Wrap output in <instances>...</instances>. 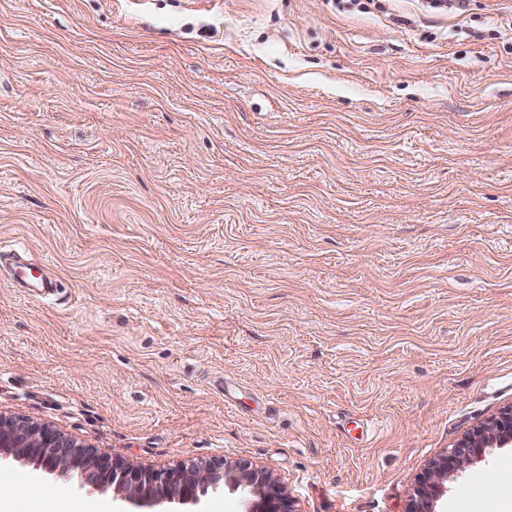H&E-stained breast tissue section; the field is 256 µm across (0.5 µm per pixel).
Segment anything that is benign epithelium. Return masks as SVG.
<instances>
[{"label":"benign epithelium","mask_w":512,"mask_h":512,"mask_svg":"<svg viewBox=\"0 0 512 512\" xmlns=\"http://www.w3.org/2000/svg\"><path fill=\"white\" fill-rule=\"evenodd\" d=\"M512 446V404L500 408L470 428L435 459L422 474L407 512H436L445 495L444 482L465 465L481 461L493 448ZM8 453L62 476L73 467L80 482L94 487L112 486L125 500L139 506L178 501L198 505L209 492L224 484L240 491L248 512H295L290 499L263 469L238 462H181L152 470L110 459L61 433L26 418L0 416V454Z\"/></svg>","instance_id":"1"}]
</instances>
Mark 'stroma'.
I'll return each instance as SVG.
<instances>
[{"instance_id":"35a3bbf8","label":"stroma","mask_w":512,"mask_h":512,"mask_svg":"<svg viewBox=\"0 0 512 512\" xmlns=\"http://www.w3.org/2000/svg\"><path fill=\"white\" fill-rule=\"evenodd\" d=\"M490 2L0 0V255L62 283L0 276V415L155 470L247 462L296 512H406L512 404V24ZM498 466L512 447L440 512ZM0 493L141 512L6 454Z\"/></svg>"}]
</instances>
